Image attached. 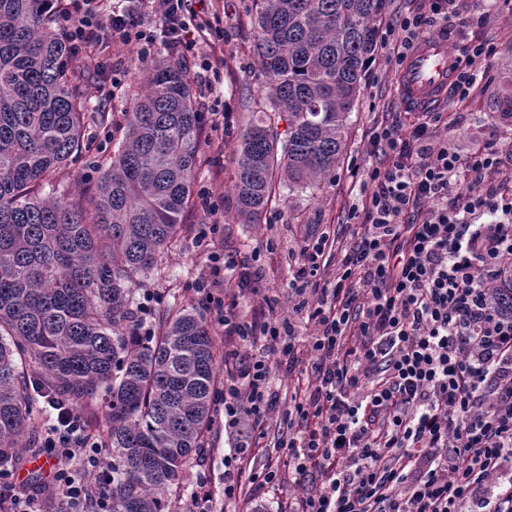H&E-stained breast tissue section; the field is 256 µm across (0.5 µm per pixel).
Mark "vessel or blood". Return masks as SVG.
<instances>
[{"instance_id": "b4317fda", "label": "vessel or blood", "mask_w": 512, "mask_h": 512, "mask_svg": "<svg viewBox=\"0 0 512 512\" xmlns=\"http://www.w3.org/2000/svg\"><path fill=\"white\" fill-rule=\"evenodd\" d=\"M452 65L446 41L431 38L421 42L403 68L401 91L405 101L417 109L432 106L448 87Z\"/></svg>"}]
</instances>
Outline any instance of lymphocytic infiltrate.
Here are the masks:
<instances>
[{
	"label": "lymphocytic infiltrate",
	"mask_w": 512,
	"mask_h": 512,
	"mask_svg": "<svg viewBox=\"0 0 512 512\" xmlns=\"http://www.w3.org/2000/svg\"><path fill=\"white\" fill-rule=\"evenodd\" d=\"M383 37L387 63L402 69L434 23L482 24L468 0H427ZM215 4L193 0H57L56 25L73 52L90 42L137 45L152 53L171 40L179 59L208 47L199 78L221 83L224 34ZM493 45L463 48L455 85L468 99ZM491 119L457 112L438 138L425 112L377 127L381 164L352 169L365 220L345 240L322 233L289 247L293 317L271 306L241 313L223 305L224 427L245 441L224 458V495L275 483L279 470L246 468V449L276 427L302 496L288 512H512V306L490 292L512 279V143L489 136ZM213 284L233 279L257 294L259 272L235 253L211 252ZM293 382L290 398L274 386ZM56 466L60 512H111L75 468L112 475L84 434L81 414L59 408L42 434Z\"/></svg>",
	"instance_id": "lymphocytic-infiltrate-1"
}]
</instances>
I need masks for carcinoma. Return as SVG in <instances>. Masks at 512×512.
I'll return each mask as SVG.
<instances>
[{"label": "carcinoma", "mask_w": 512, "mask_h": 512, "mask_svg": "<svg viewBox=\"0 0 512 512\" xmlns=\"http://www.w3.org/2000/svg\"><path fill=\"white\" fill-rule=\"evenodd\" d=\"M387 0H253L265 78L236 148L234 218L259 224L276 184L329 178L378 52ZM122 143L94 188L46 189L110 127L55 27L48 0H0V467L38 435L31 407L107 398L96 431L112 449V512H168L212 425L224 354L203 313L168 308L142 332L130 296L185 234L201 170V110L174 56L139 61ZM492 111L512 120V82ZM287 124L279 130V122Z\"/></svg>", "instance_id": "obj_1"}]
</instances>
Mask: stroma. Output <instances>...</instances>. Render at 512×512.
Returning <instances> with one entry per match:
<instances>
[{"label":"stroma","instance_id":"stroma-1","mask_svg":"<svg viewBox=\"0 0 512 512\" xmlns=\"http://www.w3.org/2000/svg\"><path fill=\"white\" fill-rule=\"evenodd\" d=\"M223 6L224 82L214 90L204 86L198 89L208 111L227 109L231 112L224 122L221 151L202 147L204 165L196 182L197 187L209 188L218 207L212 212L198 205L185 217L188 227L216 222L222 231L213 241L187 236L180 248L163 257L160 274L148 278L136 287L132 295L134 304L150 302L155 312L175 302L203 308L213 325L218 322L217 311L211 302L215 296L228 301L240 300L245 309L250 304L268 300L276 312L284 314L290 310L289 242L302 237L314 239L325 231L340 233L345 230L350 222L351 208L359 203V188L349 175L352 162L369 165L378 162V154L370 144L373 129L391 123L400 113L410 109L401 98L398 73L386 64L384 58H377L350 116L347 150L335 174L312 188H280L261 223H236L231 206L233 151L239 142L241 129L262 95L263 78L254 55L251 0H223ZM472 34L496 46L495 56L487 61L489 83L487 87L477 89L467 105L468 111L484 112L490 99L499 93L502 77L512 76V22L492 14L483 25L474 27ZM112 146V140L104 129H91L85 152L70 162L62 173L60 196L92 188L101 175L96 164L101 157L111 154ZM214 246L245 258H254L261 280L259 292L253 300L240 299L235 283L230 280L210 289L203 287L206 255ZM238 441L236 434L224 429L223 404L215 403L207 445L190 464L181 492L170 497V512H184L196 489V477L200 474L207 478L211 512H282L286 508L289 497L296 495L298 489L285 476L288 458L284 455L277 462L284 473L279 484L253 493L246 492L234 499L225 498L224 456Z\"/></svg>","mask_w":512,"mask_h":512}]
</instances>
